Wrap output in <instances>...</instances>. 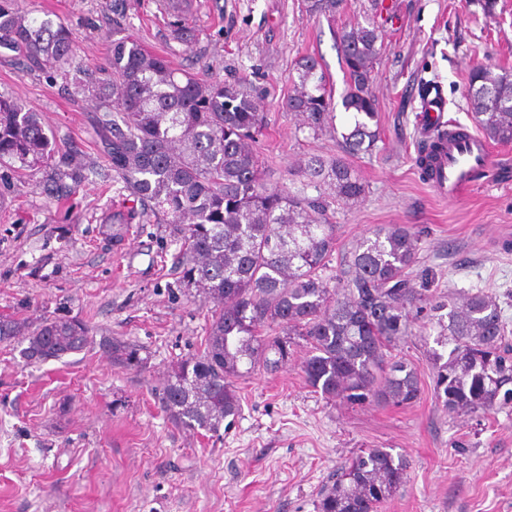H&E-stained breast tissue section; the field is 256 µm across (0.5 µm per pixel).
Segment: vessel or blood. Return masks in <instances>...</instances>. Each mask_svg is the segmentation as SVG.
Wrapping results in <instances>:
<instances>
[{"label": "vessel or blood", "mask_w": 512, "mask_h": 512, "mask_svg": "<svg viewBox=\"0 0 512 512\" xmlns=\"http://www.w3.org/2000/svg\"><path fill=\"white\" fill-rule=\"evenodd\" d=\"M422 109L426 114L421 123L423 133L438 129L444 137L436 152L420 156L419 163L429 170L428 182L439 194L458 199L473 185L477 174L492 163L493 150L486 138L448 121L441 93H429Z\"/></svg>", "instance_id": "vessel-or-blood-1"}]
</instances>
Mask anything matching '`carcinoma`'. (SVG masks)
<instances>
[{
	"label": "carcinoma",
	"instance_id": "1",
	"mask_svg": "<svg viewBox=\"0 0 512 512\" xmlns=\"http://www.w3.org/2000/svg\"><path fill=\"white\" fill-rule=\"evenodd\" d=\"M341 0H306V12L333 14ZM340 46L350 79L342 101L351 124L341 133L344 151H369L379 138L377 104L369 90L378 57L377 27L369 22L342 30ZM17 56L31 70L55 68L73 52L62 22L21 11L0 0V53ZM318 62L298 65L288 111L317 135L334 120ZM99 97L92 116L97 147L116 182L161 216L183 240L180 279L214 304L204 351L178 362L163 387L162 404L177 425L216 434L241 412L235 380L257 367L288 364L303 340L309 353L301 370L324 398L350 405L370 402L409 406L420 395L414 367L389 350L424 310L440 311L428 286L408 278L418 262V237L401 224L381 225L353 247L342 280L331 289L324 276L336 250V225L318 198L292 195L268 184L255 134L264 124L251 90L173 69L132 37L112 40L105 77L80 84ZM473 118L484 136L512 143V75L488 66L469 74ZM55 150L39 113L0 94V165L30 170ZM301 171L329 186L336 201L356 202L364 186L340 159L311 157ZM84 168L66 166L58 181L74 191ZM430 350L435 399L450 412L479 416L512 404V347L499 304L478 292L438 317ZM23 355L59 360L93 343L89 328L47 319L29 336ZM102 346L114 364L143 369L144 348L118 338ZM407 458L366 448L340 468L320 494L317 512H378L403 486Z\"/></svg>",
	"mask_w": 512,
	"mask_h": 512
}]
</instances>
